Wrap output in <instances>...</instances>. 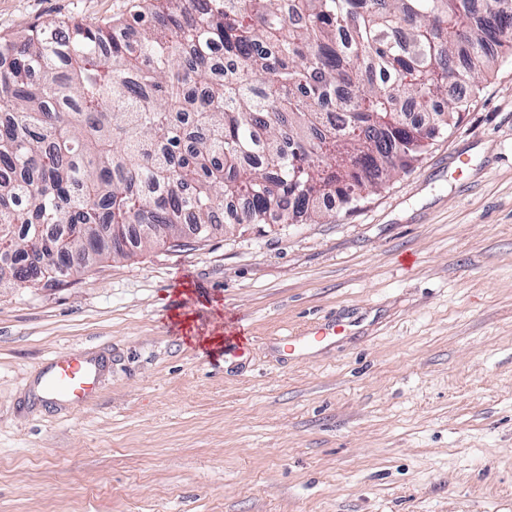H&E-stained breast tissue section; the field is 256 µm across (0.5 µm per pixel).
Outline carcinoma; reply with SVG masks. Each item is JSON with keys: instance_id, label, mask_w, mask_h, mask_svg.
Masks as SVG:
<instances>
[{"instance_id": "1", "label": "carcinoma", "mask_w": 512, "mask_h": 512, "mask_svg": "<svg viewBox=\"0 0 512 512\" xmlns=\"http://www.w3.org/2000/svg\"><path fill=\"white\" fill-rule=\"evenodd\" d=\"M504 53L512 0H138L1 39L0 285L127 257L133 224L146 246L356 205Z\"/></svg>"}]
</instances>
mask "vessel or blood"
Masks as SVG:
<instances>
[{
    "label": "vessel or blood",
    "instance_id": "1",
    "mask_svg": "<svg viewBox=\"0 0 512 512\" xmlns=\"http://www.w3.org/2000/svg\"><path fill=\"white\" fill-rule=\"evenodd\" d=\"M335 326L312 327L287 336L285 347L291 351L314 349L329 336L335 335ZM99 370L95 363L82 356L64 355L54 359L42 372L41 384L44 394L74 405H80L96 391Z\"/></svg>",
    "mask_w": 512,
    "mask_h": 512
}]
</instances>
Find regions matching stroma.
I'll use <instances>...</instances> for the list:
<instances>
[{
	"mask_svg": "<svg viewBox=\"0 0 512 512\" xmlns=\"http://www.w3.org/2000/svg\"><path fill=\"white\" fill-rule=\"evenodd\" d=\"M135 3L0 0V38ZM67 354L104 362L77 408ZM0 512H512V60L355 209L0 288ZM336 335V325H328L325 328L314 326L300 333L286 336L283 339L288 351H300L302 349H314L320 346L329 336ZM99 370L86 357L64 355L54 359L42 372L43 393L51 398L81 405L96 391Z\"/></svg>",
	"mask_w": 512,
	"mask_h": 512,
	"instance_id": "1",
	"label": "stroma"
}]
</instances>
